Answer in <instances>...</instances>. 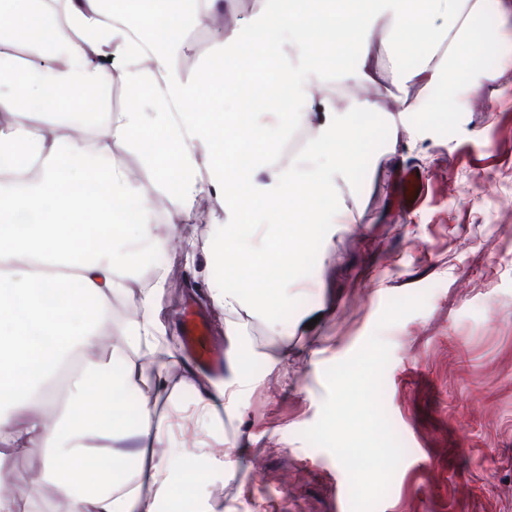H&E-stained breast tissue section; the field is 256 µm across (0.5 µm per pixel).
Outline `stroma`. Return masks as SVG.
I'll use <instances>...</instances> for the list:
<instances>
[{
	"label": "stroma",
	"mask_w": 512,
	"mask_h": 512,
	"mask_svg": "<svg viewBox=\"0 0 512 512\" xmlns=\"http://www.w3.org/2000/svg\"><path fill=\"white\" fill-rule=\"evenodd\" d=\"M464 111L446 112L447 88L427 90L428 111L416 123L396 125L385 114L364 118L352 146L346 182L312 214L257 203L265 222L282 227L316 225L306 252L248 272L225 266L211 227L220 201L194 209L190 256L164 251L139 271L137 291L112 301V324L136 312L139 290L164 276L160 302L174 328L185 308L208 320L216 345L224 343L222 311L207 298L214 282L261 289L287 282V300L270 298L263 309L235 319L234 328L255 350L286 359L252 364V381L235 414H219L208 429L189 419L200 393L227 380L224 367L196 364L176 347L179 367L152 409L170 418L187 457L203 459L207 473L196 497L176 512H351L348 474L328 450L301 433L319 418L326 395L324 371L352 356L372 333L390 347L382 404L404 457L375 512H512V67L495 54ZM417 167L428 193L402 216L394 187L403 169ZM353 223H339L340 212ZM421 294L423 308L378 328L387 304ZM285 333L270 335L267 322ZM105 419L120 422L126 437L113 441L124 464L147 425L139 395L91 388ZM39 447L0 450V481H10L21 512H68L67 502L29 494L41 468ZM259 458L263 483L254 485L251 458Z\"/></svg>",
	"instance_id": "obj_1"
}]
</instances>
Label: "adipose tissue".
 <instances>
[{"instance_id": "adipose-tissue-1", "label": "adipose tissue", "mask_w": 512, "mask_h": 512, "mask_svg": "<svg viewBox=\"0 0 512 512\" xmlns=\"http://www.w3.org/2000/svg\"><path fill=\"white\" fill-rule=\"evenodd\" d=\"M63 12L45 0H0V41L45 49L47 62L21 69L0 53V112L11 116L0 130V442L15 450L38 445L45 456L29 483L32 497L52 490L69 512H157L155 500L137 488H118L116 460L103 456L94 477L84 467L89 441L118 435L100 414L75 420L73 408L89 403V389H132L143 415L165 391L166 376L177 367L173 353H156L164 331L159 300L164 278L143 289L138 314L111 345L112 299L133 288L148 255L186 242L185 217L199 197L224 202L220 254L227 265L248 267L284 256L277 225L261 226L263 247L253 250L240 232L255 224L252 206L270 196L273 203L313 208L347 179L357 136L355 116L382 111L390 99L402 124L413 123L423 103L414 87L435 88L455 78V93L469 87L475 50L495 44L501 64H512V0H255L243 25L229 29L196 76L175 63L183 51L188 24L230 17L238 0H63ZM430 28L436 40L405 75L382 69L378 54L394 56L412 29ZM111 44L109 61L100 47ZM248 63L237 64L242 48ZM352 57L346 67L337 56ZM119 72L134 96L128 107L110 114L105 140L84 135L52 136L70 124L71 103L83 91L101 88ZM239 98L255 112H273L276 128L246 122L225 111L223 100L198 104L200 83ZM372 87L376 97L353 98L336 106L332 84ZM315 132L301 157L284 162L281 146L296 126ZM238 132L228 140L227 130ZM135 147L151 171V190L132 172L111 161L98 163L108 143ZM249 152L254 169L240 167L238 152ZM38 165L37 180L16 177L22 164ZM208 176H200V163ZM265 172L271 186L251 195L239 186L250 171ZM171 200L165 234H157L154 202ZM228 340V384L201 396L199 423L208 426L218 411L236 410L240 386L255 360L233 330ZM149 352L140 366L130 354ZM66 380V402L51 421L48 386ZM142 438L167 449L147 474L168 496L202 479L206 467L183 460L164 422L142 430Z\"/></svg>"}]
</instances>
